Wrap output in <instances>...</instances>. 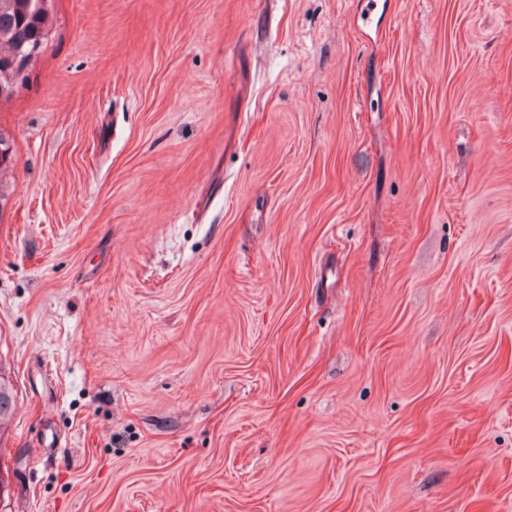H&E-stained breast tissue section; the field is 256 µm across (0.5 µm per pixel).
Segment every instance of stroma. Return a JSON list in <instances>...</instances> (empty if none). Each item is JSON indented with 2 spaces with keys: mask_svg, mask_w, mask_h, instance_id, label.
Instances as JSON below:
<instances>
[{
  "mask_svg": "<svg viewBox=\"0 0 512 512\" xmlns=\"http://www.w3.org/2000/svg\"><path fill=\"white\" fill-rule=\"evenodd\" d=\"M0 135V512H512V0H52Z\"/></svg>",
  "mask_w": 512,
  "mask_h": 512,
  "instance_id": "35a3bbf8",
  "label": "stroma"
}]
</instances>
